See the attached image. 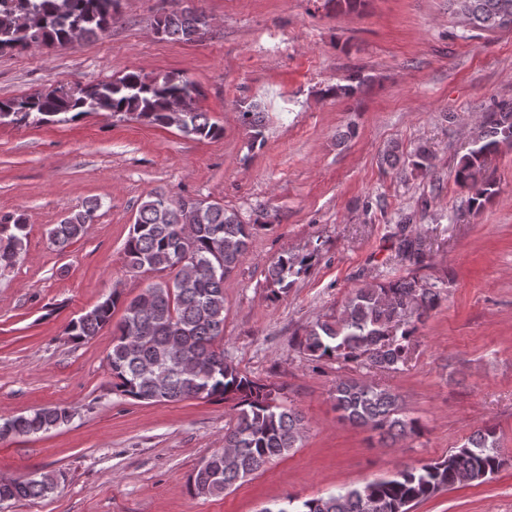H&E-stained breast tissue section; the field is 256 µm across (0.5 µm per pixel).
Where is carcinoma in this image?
Segmentation results:
<instances>
[{
	"mask_svg": "<svg viewBox=\"0 0 512 512\" xmlns=\"http://www.w3.org/2000/svg\"><path fill=\"white\" fill-rule=\"evenodd\" d=\"M117 0H0V53L22 51L35 42L63 46L74 30L90 37L105 33L116 21ZM512 0H463L474 28H501L500 13ZM204 14L176 8L154 20L157 32L176 41H189L204 28ZM199 95L194 82L178 75L148 78L127 72L84 88L58 86L16 100L0 101V123L40 124L76 121L92 112L132 116L147 123L176 127L186 136L214 139L222 128L208 113L194 107L178 112L180 101ZM253 142H263L267 113L256 103L241 110ZM512 143V102L494 109L473 139L457 171L461 182L477 186L471 204L495 194L493 184L478 183L488 158L501 145ZM407 164L422 173L432 168L431 151L420 145L407 155ZM182 201L152 192L140 205L125 244L127 267L135 273L162 277L129 301L121 294L71 320L66 332L75 341L94 336L112 322L115 308L124 313L108 355L114 387L121 395L142 402L177 403L188 399L232 400L236 414L224 426V448L212 454L189 476L190 490L199 496L224 493L238 481L260 471L301 440L304 417L280 402L282 388L242 373L216 347L224 332V278L239 264L252 242L255 225L242 220L219 202L197 200L189 214ZM99 203L90 201L49 230L59 250L87 233ZM27 224L20 217L0 218V264L12 266L22 250ZM399 252L424 262L420 240L404 235ZM311 257L285 252L267 268L266 280L278 298L288 294ZM440 292L407 275L388 283L352 290L342 310L306 327L297 342L313 361L344 359L395 371L413 351L415 322L434 310ZM341 418L369 429L381 438L398 440L420 434L418 419L408 416L398 394L342 378L332 390ZM75 412L48 407L0 418V439L47 432L69 424ZM505 464L496 429L485 426L447 456L420 466L404 465L396 475L362 487L341 490L300 504L262 512H410V509L464 482H483ZM59 476L43 473L0 484V501L45 498L54 493Z\"/></svg>",
	"mask_w": 512,
	"mask_h": 512,
	"instance_id": "1",
	"label": "carcinoma"
}]
</instances>
